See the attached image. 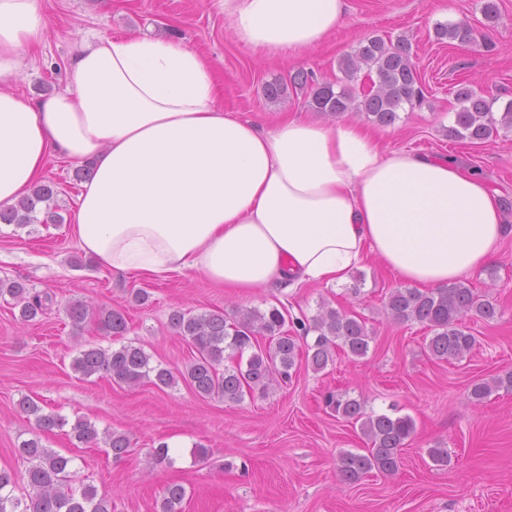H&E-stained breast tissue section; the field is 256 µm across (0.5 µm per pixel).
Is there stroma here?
Masks as SVG:
<instances>
[{"label":"stroma","instance_id":"obj_1","mask_svg":"<svg viewBox=\"0 0 512 512\" xmlns=\"http://www.w3.org/2000/svg\"><path fill=\"white\" fill-rule=\"evenodd\" d=\"M486 0H347L348 21L319 46L262 58L240 43L219 0H38L46 20L39 42L27 50L28 67L5 83L27 99L56 93L80 40L101 36H155L199 50L211 64L226 111L270 126L284 117L328 123L311 104L309 89L287 87L276 100L265 86L299 71L336 83L338 67L373 36H406L416 58L425 100L403 107L394 125L378 127L384 149L450 156L480 174L495 191L512 225V131L475 144L450 138L458 103L454 91L466 84L494 98V111L512 101V0H495L496 21L483 15ZM465 21L475 39L461 44L437 39L438 24ZM77 163L54 157L43 180L59 183L60 224L20 228L0 224V278L20 279L52 295L45 315L24 322L10 297H0V469L26 468L14 453L35 429L33 416L17 405L33 399L56 412L66 427L43 434L42 443L70 457L80 481L107 495L112 512H159L164 486L182 484V512H512V393L498 392L477 404L470 384L512 369V236L496 257L467 281L497 303L491 322L469 316L465 326L477 338L462 360L446 362L425 352L426 329L399 325L384 313L396 276L374 257L359 266L360 295L348 286L303 284L233 294L204 274L188 271L166 278L127 275L87 257L73 232L82 184ZM146 291V304L132 296ZM124 312V336L105 335L94 324L75 329L68 302ZM360 315L373 336L365 357L336 352L321 372L300 366L291 382L268 395L240 402L198 396L187 385L134 388L107 379L79 378L71 362L80 347H142L152 363L182 368L192 347L171 329L173 310L233 313L271 307L289 315L313 316L320 303ZM346 391L366 412L407 416L415 431L392 476L366 475L348 485L338 474L341 452H359L367 442L359 428L326 408L325 393ZM80 419L98 429L126 433L129 453L107 454L105 445L77 442L70 426ZM167 443L173 466H155L150 453ZM208 450L195 460L196 447ZM446 448L448 466H436L429 448Z\"/></svg>","mask_w":512,"mask_h":512}]
</instances>
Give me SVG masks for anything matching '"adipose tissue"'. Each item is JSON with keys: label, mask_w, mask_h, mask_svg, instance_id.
I'll list each match as a JSON object with an SVG mask.
<instances>
[{"label": "adipose tissue", "mask_w": 512, "mask_h": 512, "mask_svg": "<svg viewBox=\"0 0 512 512\" xmlns=\"http://www.w3.org/2000/svg\"><path fill=\"white\" fill-rule=\"evenodd\" d=\"M244 44L281 56L322 43L345 0H222ZM46 21L0 0V82L27 64ZM63 89L0 91V208L47 159L88 162L81 248L116 272L187 270L238 293L294 280L338 285L368 255L436 287L481 270L512 235L497 194L453 160L384 151L347 121L265 127L218 104L207 59L180 42L105 36L78 46Z\"/></svg>", "instance_id": "1"}]
</instances>
